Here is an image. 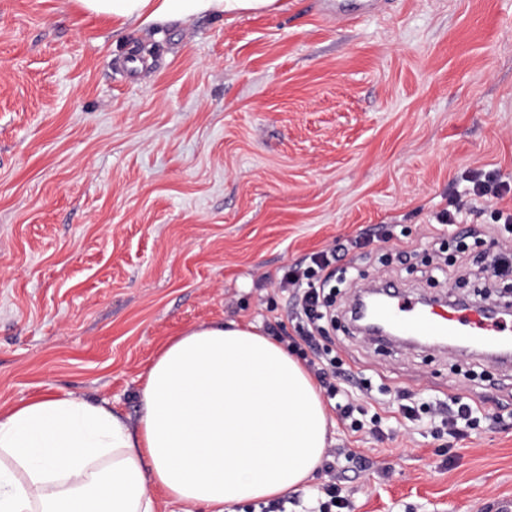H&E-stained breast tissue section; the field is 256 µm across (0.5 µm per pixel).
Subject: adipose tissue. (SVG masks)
I'll return each mask as SVG.
<instances>
[{"mask_svg":"<svg viewBox=\"0 0 512 512\" xmlns=\"http://www.w3.org/2000/svg\"><path fill=\"white\" fill-rule=\"evenodd\" d=\"M113 22L262 12L276 0H79ZM129 425L105 403L52 394L0 410V512H182L294 491L319 466L328 414L314 378L283 345L238 322L170 339Z\"/></svg>","mask_w":512,"mask_h":512,"instance_id":"1","label":"adipose tissue"}]
</instances>
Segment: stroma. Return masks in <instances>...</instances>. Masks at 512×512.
Segmentation results:
<instances>
[{"mask_svg":"<svg viewBox=\"0 0 512 512\" xmlns=\"http://www.w3.org/2000/svg\"><path fill=\"white\" fill-rule=\"evenodd\" d=\"M279 0L265 14L117 28L76 0H0V409L70 392L140 415L171 337L235 320L281 336L284 272L335 242L349 282L323 342L361 420L329 415L333 471L288 494L311 512L336 482L352 512H487L512 497V367L352 332L368 281L471 296L452 245L512 208V0ZM489 187L471 199L472 174ZM464 209L463 226L438 227ZM463 397V436L396 411ZM365 459L364 469L348 453Z\"/></svg>","mask_w":512,"mask_h":512,"instance_id":"35a3bbf8","label":"stroma"}]
</instances>
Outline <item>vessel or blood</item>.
Segmentation results:
<instances>
[{
	"mask_svg": "<svg viewBox=\"0 0 512 512\" xmlns=\"http://www.w3.org/2000/svg\"><path fill=\"white\" fill-rule=\"evenodd\" d=\"M381 320L398 324L405 332L449 344H475L495 351H512V325L492 311H475L448 305L424 309L406 297H395L380 309Z\"/></svg>",
	"mask_w": 512,
	"mask_h": 512,
	"instance_id": "b4317fda",
	"label": "vessel or blood"
}]
</instances>
